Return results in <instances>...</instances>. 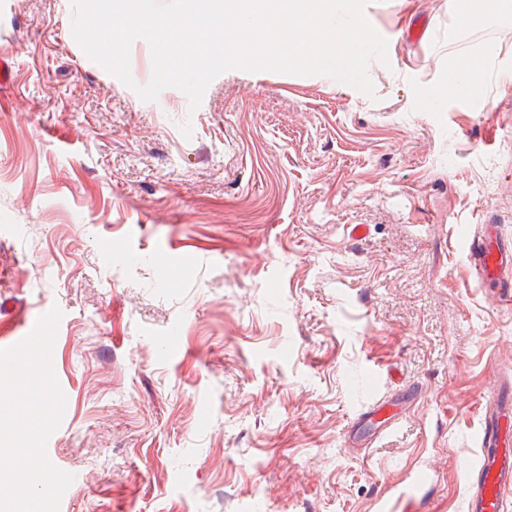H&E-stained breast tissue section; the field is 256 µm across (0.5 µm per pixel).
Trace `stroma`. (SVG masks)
Here are the masks:
<instances>
[{
  "instance_id": "stroma-1",
  "label": "stroma",
  "mask_w": 512,
  "mask_h": 512,
  "mask_svg": "<svg viewBox=\"0 0 512 512\" xmlns=\"http://www.w3.org/2000/svg\"><path fill=\"white\" fill-rule=\"evenodd\" d=\"M378 2L372 94L232 69L194 108L139 97L146 40L130 88L73 0H0V349L60 309V512H375L417 466L430 512H466L512 382V305L461 238L512 239V18L457 32L448 0ZM491 44L485 109L422 101Z\"/></svg>"
}]
</instances>
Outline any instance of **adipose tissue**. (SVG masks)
<instances>
[{
  "label": "adipose tissue",
  "mask_w": 512,
  "mask_h": 512,
  "mask_svg": "<svg viewBox=\"0 0 512 512\" xmlns=\"http://www.w3.org/2000/svg\"><path fill=\"white\" fill-rule=\"evenodd\" d=\"M511 13L512 0H470L468 8L454 9L449 19L454 30L464 31L480 25L485 17ZM498 54V49L493 46L479 55L465 49L449 54L447 79L428 88V105H439L451 99L485 100L493 77L492 63Z\"/></svg>",
  "instance_id": "1"
}]
</instances>
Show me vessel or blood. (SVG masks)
<instances>
[{
    "mask_svg": "<svg viewBox=\"0 0 512 512\" xmlns=\"http://www.w3.org/2000/svg\"><path fill=\"white\" fill-rule=\"evenodd\" d=\"M465 248L479 281L498 285L500 302H512V241L503 242L490 225L466 235ZM505 408L487 405L479 431L481 457L471 472L467 512H505L512 490V449L505 446Z\"/></svg>",
    "mask_w": 512,
    "mask_h": 512,
    "instance_id": "vessel-or-blood-1",
    "label": "vessel or blood"
}]
</instances>
